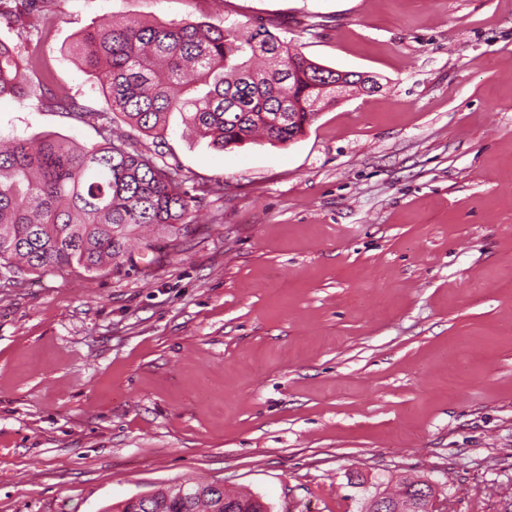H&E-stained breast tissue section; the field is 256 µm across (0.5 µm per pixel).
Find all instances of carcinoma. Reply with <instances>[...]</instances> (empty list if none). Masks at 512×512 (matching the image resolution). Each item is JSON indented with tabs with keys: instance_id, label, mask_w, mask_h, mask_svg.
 <instances>
[{
	"instance_id": "obj_1",
	"label": "carcinoma",
	"mask_w": 512,
	"mask_h": 512,
	"mask_svg": "<svg viewBox=\"0 0 512 512\" xmlns=\"http://www.w3.org/2000/svg\"><path fill=\"white\" fill-rule=\"evenodd\" d=\"M100 86L106 109L159 146L168 115L180 112L213 146L228 150L258 134L287 145L315 121L311 104L336 99V72L306 58L265 26L179 21L88 27L68 47ZM36 60L19 58L0 39V98L20 99ZM159 151H142L107 135L79 147L69 138H16L0 145V266L13 273L88 274L112 270L141 227L160 228L169 241L191 223L195 198L157 165ZM206 484L158 490L144 506L126 501L116 512H268L252 496L204 494Z\"/></svg>"
}]
</instances>
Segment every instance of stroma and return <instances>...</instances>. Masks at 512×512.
<instances>
[{
	"label": "stroma",
	"mask_w": 512,
	"mask_h": 512,
	"mask_svg": "<svg viewBox=\"0 0 512 512\" xmlns=\"http://www.w3.org/2000/svg\"><path fill=\"white\" fill-rule=\"evenodd\" d=\"M108 15L262 24L380 88L287 145L218 150L173 113L158 164L197 199L177 244L96 277L0 268V512L187 482L360 512L397 476L512 512V0H0L53 89L1 99L0 140L101 143L67 47Z\"/></svg>",
	"instance_id": "stroma-1"
}]
</instances>
